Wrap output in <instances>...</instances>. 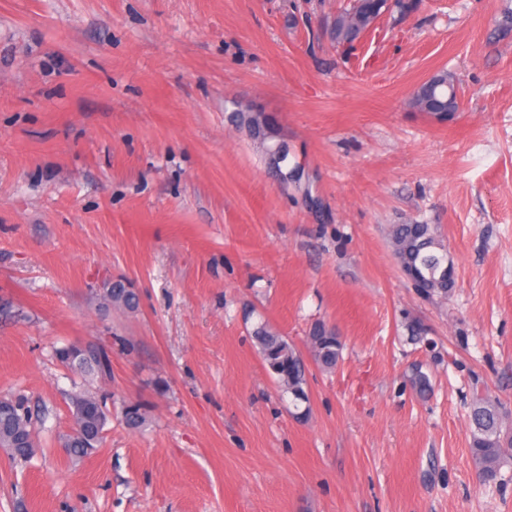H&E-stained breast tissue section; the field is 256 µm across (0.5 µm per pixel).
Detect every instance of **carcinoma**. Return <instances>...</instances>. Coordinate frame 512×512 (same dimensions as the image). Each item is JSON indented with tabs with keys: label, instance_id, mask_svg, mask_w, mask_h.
Here are the masks:
<instances>
[{
	"label": "carcinoma",
	"instance_id": "cac0c4a2",
	"mask_svg": "<svg viewBox=\"0 0 512 512\" xmlns=\"http://www.w3.org/2000/svg\"><path fill=\"white\" fill-rule=\"evenodd\" d=\"M375 0H356L343 11L331 27V36L338 45H350L363 33L376 16ZM412 105L427 114L444 106L448 113L458 111L453 79L440 73L416 88L411 98ZM394 257L407 281L421 295L448 298L456 286V268L448 257L437 227L433 224H394L390 229ZM105 300L112 307L127 312L139 308V296L122 279L112 282L105 289ZM253 338L269 374L277 382L282 394L290 397L299 409L301 420L310 411L307 368L302 354L288 339L260 322L253 329ZM313 362L324 370L336 367L343 343L336 331L323 324L315 325L307 336ZM56 359L71 371L82 376L110 373L111 361L108 352L99 346L84 348L71 346L55 350ZM107 397L86 390H79L70 398L74 407L72 431L62 437V446L67 454L80 458L96 448L104 437L107 421L87 419L82 415L86 407L106 406ZM122 419L130 429H138L147 422L142 404L129 402L122 407ZM470 420L473 427L470 440V455L480 482H497L501 468L512 458V436L506 435L501 425L497 402L479 399L473 407ZM0 447L8 450L16 462H25L35 452L32 415L22 397H0Z\"/></svg>",
	"mask_w": 512,
	"mask_h": 512
}]
</instances>
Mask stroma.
<instances>
[{
  "mask_svg": "<svg viewBox=\"0 0 512 512\" xmlns=\"http://www.w3.org/2000/svg\"><path fill=\"white\" fill-rule=\"evenodd\" d=\"M411 2L342 48L351 0H0V394L48 416L29 462L0 448V512H512V461L485 485L469 451L477 398L512 430V0ZM442 71L445 122L409 105ZM407 223L437 226L448 298L404 278ZM116 277L138 311L104 304ZM260 321L342 338L307 420ZM71 344L111 360L79 460ZM107 397L105 395H97L86 390H79L70 398L72 417L74 427L72 431L62 437V446L67 448L69 456L80 458L88 454L96 448L104 437V430L108 418L104 421L100 419H87L82 415L83 408H99L103 406L106 411Z\"/></svg>",
  "mask_w": 512,
  "mask_h": 512,
  "instance_id": "stroma-1",
  "label": "stroma"
}]
</instances>
